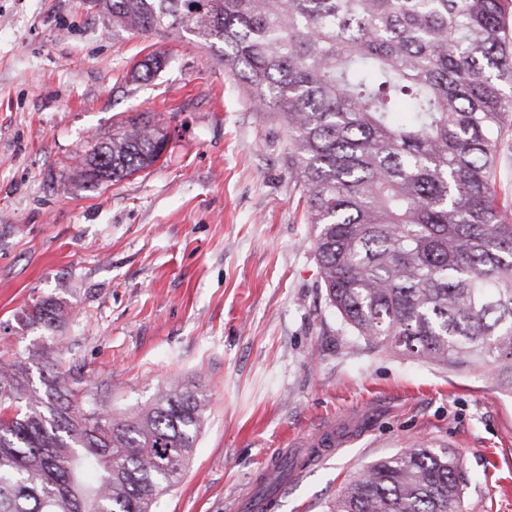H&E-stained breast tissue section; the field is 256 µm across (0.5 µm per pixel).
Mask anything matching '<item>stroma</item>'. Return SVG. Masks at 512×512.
Returning <instances> with one entry per match:
<instances>
[{
	"mask_svg": "<svg viewBox=\"0 0 512 512\" xmlns=\"http://www.w3.org/2000/svg\"><path fill=\"white\" fill-rule=\"evenodd\" d=\"M165 64L143 81L147 55ZM136 120L170 140L93 188L80 155ZM288 134L184 32H114L83 0H0V361L60 353L114 415L170 381L205 424L157 512H237L289 460L275 512H327L423 442L461 461L464 512H512V396L489 376L369 346L320 286ZM45 298L72 316L48 331ZM69 310L64 303L53 298H46L35 304L32 311L25 316L28 325H39L47 330H55L66 322Z\"/></svg>",
	"mask_w": 512,
	"mask_h": 512,
	"instance_id": "obj_1",
	"label": "stroma"
}]
</instances>
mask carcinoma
<instances>
[{
    "mask_svg": "<svg viewBox=\"0 0 512 512\" xmlns=\"http://www.w3.org/2000/svg\"><path fill=\"white\" fill-rule=\"evenodd\" d=\"M112 28L184 31L274 112L313 225L320 287L374 348L489 373L512 394V0H99ZM164 128L130 122L82 155L92 186L151 167ZM64 303L25 316L54 330ZM40 383L31 380V364ZM58 369L0 363V512H155L206 399L174 380L130 416ZM460 458L423 443L363 469L330 512H462ZM501 161L498 179L503 192L512 195V137L508 136L500 147Z\"/></svg>",
    "mask_w": 512,
    "mask_h": 512,
    "instance_id": "carcinoma-1",
    "label": "carcinoma"
}]
</instances>
